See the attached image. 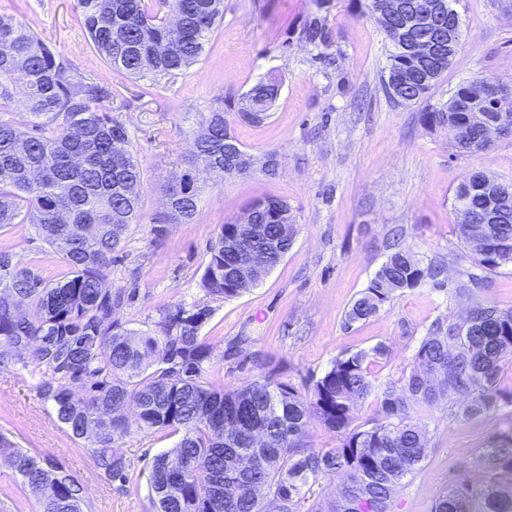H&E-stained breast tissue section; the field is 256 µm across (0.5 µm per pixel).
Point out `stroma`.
I'll use <instances>...</instances> for the list:
<instances>
[{"instance_id": "obj_1", "label": "stroma", "mask_w": 512, "mask_h": 512, "mask_svg": "<svg viewBox=\"0 0 512 512\" xmlns=\"http://www.w3.org/2000/svg\"><path fill=\"white\" fill-rule=\"evenodd\" d=\"M365 0H224V12L199 60L176 82L122 77L96 52L80 24L78 0H0V15L25 23L66 59L77 78L118 89L112 115L128 131L141 171L142 220L132 225L105 282L123 294L112 318L140 336L159 331L174 306L208 308L199 336L209 348L210 383L232 389L273 372L304 388L338 357L385 344L373 365L376 384L410 372L421 340L438 319H461L478 303L512 308V264L488 273L459 239L457 185L473 171L512 181V140L487 152L456 155L446 132L428 131L427 109L446 102L460 83L490 78L512 89V0H458L459 49L426 98L406 107L388 99L382 78L389 43ZM324 27L323 44L304 36ZM281 81L270 117L239 122L235 132L256 166L246 175H195L198 213L167 224L165 187L188 168L203 117L227 102L242 105L257 83ZM275 174L261 172L267 159ZM288 202L298 227L291 251L243 295L216 300L202 277L222 224L252 202ZM399 238L422 263L442 265L439 280L396 293L367 321L345 315ZM50 282L68 266L33 226L0 230V250ZM470 291L458 295L460 280ZM39 375L21 364L0 366V433L44 465L67 470L88 492V512H152L146 466L179 440L169 430L130 428L114 445L129 479L108 480L87 441L73 438L38 393ZM448 393L426 415L431 453L399 488L393 512H431L450 485L483 470L479 456L505 426L502 415L457 418ZM8 459L0 457V512H36Z\"/></svg>"}]
</instances>
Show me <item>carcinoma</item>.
Wrapping results in <instances>:
<instances>
[{
    "instance_id": "cac0c4a2",
    "label": "carcinoma",
    "mask_w": 512,
    "mask_h": 512,
    "mask_svg": "<svg viewBox=\"0 0 512 512\" xmlns=\"http://www.w3.org/2000/svg\"><path fill=\"white\" fill-rule=\"evenodd\" d=\"M434 0H368L390 50L385 92L397 107L422 99L448 70L452 12L428 23ZM82 26L91 44L116 72L173 82L198 61L223 0H80ZM178 19L173 37L165 17ZM437 41L433 53L421 51ZM280 81L255 85L246 100L267 117ZM112 96L91 78L74 80L67 63L12 16H0V229L30 224L68 265L69 276L46 282L0 251V363L15 352L22 367L39 373L38 391L76 439L89 441L98 469L127 479V466L112 451L128 433L121 410L138 409V428L179 431L178 444L155 456L149 469L154 512H298L306 488L318 477L343 473L339 497L317 501L309 512H391L403 480L427 458L431 437L421 423L430 407L452 390L463 397L457 416L478 419L512 407L498 386L512 362V309L476 304L471 324H433L413 367L396 383L375 387L370 366L388 355L383 344L336 358L303 392L272 373L230 390L207 380V346L199 329L205 308L178 305L164 312L159 334L117 331L113 309L122 302L105 288L112 253L131 225L141 220V173L127 149V129L101 102ZM485 80L457 86L441 107L423 113L430 130L448 131L458 155L490 149L463 112L496 111ZM21 106L32 118L22 131L1 117ZM249 157L230 128L226 112L205 119L193 143L196 167L219 178L245 173ZM497 178L468 174L456 187L454 207L462 220L460 240L483 270L512 263V196L497 205L499 222L485 223L487 202L476 191ZM167 186L172 224L192 221L197 196L192 178ZM245 223L224 224L210 248L202 287L213 298L237 297L261 280L240 268L249 253L280 263L297 229L287 202L262 199L243 214ZM411 252L395 247L367 288L351 304L346 325L375 315L397 291L435 278ZM84 397L70 401L74 390ZM375 396L374 414L354 425L358 405ZM338 434L334 448H307L311 422ZM7 455L38 512H85L87 490L60 467L45 468L28 450L0 434ZM496 474L463 482L439 496L432 512H512V413L507 427L483 454Z\"/></svg>"
}]
</instances>
